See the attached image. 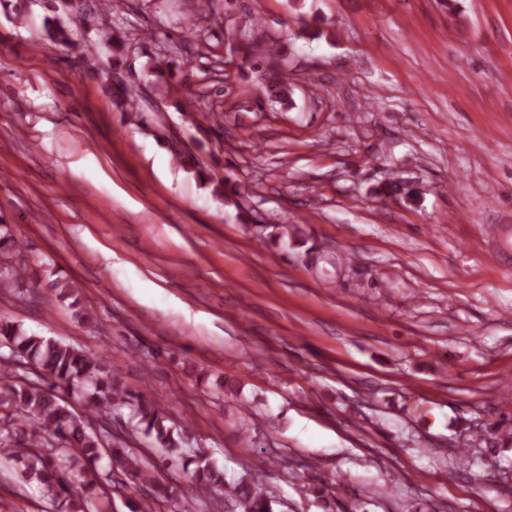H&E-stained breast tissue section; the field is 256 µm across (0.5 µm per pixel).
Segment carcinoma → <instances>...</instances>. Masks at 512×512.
I'll use <instances>...</instances> for the list:
<instances>
[{
	"label": "carcinoma",
	"mask_w": 512,
	"mask_h": 512,
	"mask_svg": "<svg viewBox=\"0 0 512 512\" xmlns=\"http://www.w3.org/2000/svg\"><path fill=\"white\" fill-rule=\"evenodd\" d=\"M45 27L55 44L67 49L78 47L71 29L59 19L45 18ZM98 32L99 41L111 46L113 51L125 49L127 39L121 35L112 7L103 8ZM234 38L247 42L245 65L262 71L266 95L281 103L288 101L291 84L281 50L260 45L246 28L238 29ZM111 89L118 110L132 111V91L121 82L112 84ZM176 160L195 168L201 183L212 186L213 195L243 214L237 183L197 167L196 157L190 152L176 156ZM54 286L59 288L60 298L72 299L71 307L79 321H91V309L76 296L72 284L63 280ZM29 288L27 259L16 246L11 225L0 222V292L18 298ZM2 348L8 353L0 352V461L11 462L23 479L38 481L54 512H89L84 499L73 495L71 475L77 467L85 489L98 502L95 512H108L112 494L119 493L125 483L150 487L151 497L132 503L130 512H154L158 503L179 496L176 488L158 481L157 469L162 463L192 469L200 491L222 489L224 498L240 512H274L278 500L271 493L259 490L253 474L229 482L224 469L210 462L203 450L186 455L183 443L187 429L175 430L166 425L167 417L162 409L145 395L127 391L118 369L105 357L29 333L22 324L1 318ZM25 365L33 367L36 379L17 374V368ZM77 389L83 391L85 401L81 416L69 408L63 397ZM123 406L130 410L131 420L135 421L132 432L154 438V445L162 449L161 463L150 465L135 449L115 447L109 427L93 428L94 421ZM18 431L24 434V441L16 447L12 439ZM104 457L109 459L108 468H95L96 462ZM116 469L125 479L112 481Z\"/></svg>",
	"instance_id": "obj_1"
}]
</instances>
